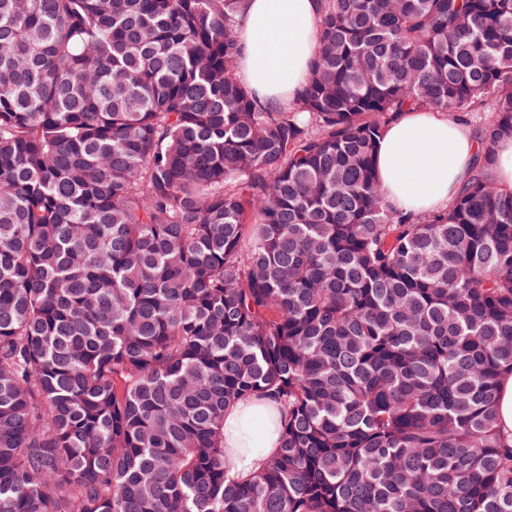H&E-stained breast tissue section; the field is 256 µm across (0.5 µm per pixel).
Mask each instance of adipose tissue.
<instances>
[{
  "mask_svg": "<svg viewBox=\"0 0 512 512\" xmlns=\"http://www.w3.org/2000/svg\"><path fill=\"white\" fill-rule=\"evenodd\" d=\"M319 0H245L238 74L265 103H292L317 50ZM481 151L461 122L430 109L402 113L384 133L375 169L385 199L396 211L419 215L452 205ZM279 411L251 400L224 413L225 466L246 478L265 452L279 445Z\"/></svg>",
  "mask_w": 512,
  "mask_h": 512,
  "instance_id": "1",
  "label": "adipose tissue"
}]
</instances>
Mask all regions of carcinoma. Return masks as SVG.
Instances as JSON below:
<instances>
[{
    "instance_id": "obj_1",
    "label": "carcinoma",
    "mask_w": 512,
    "mask_h": 512,
    "mask_svg": "<svg viewBox=\"0 0 512 512\" xmlns=\"http://www.w3.org/2000/svg\"><path fill=\"white\" fill-rule=\"evenodd\" d=\"M321 2L265 106L242 0H0V512H512V0ZM414 108L488 113L417 217L373 165ZM490 178L501 187L512 189V141L501 142L497 159L489 169ZM497 414L502 429L512 432V375L507 376L500 386ZM265 409L266 426L257 446L255 439L246 427V421L260 407L251 400L239 401L224 412V451L227 448L225 466L232 476L247 478L256 471L264 456L279 446V432L276 428L279 411L270 401L261 404ZM249 448H265L264 452L253 451Z\"/></svg>"
}]
</instances>
